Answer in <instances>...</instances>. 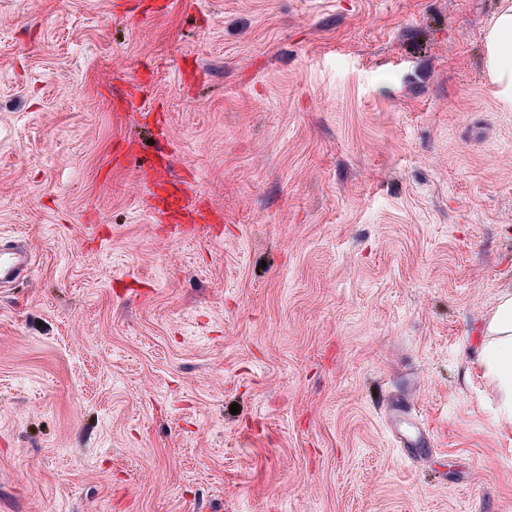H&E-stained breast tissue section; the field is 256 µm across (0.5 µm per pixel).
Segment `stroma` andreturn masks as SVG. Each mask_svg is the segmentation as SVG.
<instances>
[{
  "label": "stroma",
  "instance_id": "1",
  "mask_svg": "<svg viewBox=\"0 0 512 512\" xmlns=\"http://www.w3.org/2000/svg\"><path fill=\"white\" fill-rule=\"evenodd\" d=\"M505 2L0 0V512H512ZM489 69L506 86L512 85V5L494 19L486 38ZM31 256L24 244L18 241H0V285L29 277ZM512 288V287H511ZM504 288L484 328L480 364L503 422L512 424V289ZM389 423L393 428L394 432L397 433L402 440H405V446H409L413 440H425L426 432L423 428L415 424H405L396 413L395 409H392L389 414ZM415 435V438H413Z\"/></svg>",
  "mask_w": 512,
  "mask_h": 512
}]
</instances>
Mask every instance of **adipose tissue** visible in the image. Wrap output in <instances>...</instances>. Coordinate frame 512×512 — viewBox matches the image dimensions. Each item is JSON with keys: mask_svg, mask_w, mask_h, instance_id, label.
Here are the masks:
<instances>
[{"mask_svg": "<svg viewBox=\"0 0 512 512\" xmlns=\"http://www.w3.org/2000/svg\"><path fill=\"white\" fill-rule=\"evenodd\" d=\"M489 69L512 85V5L494 19L486 38ZM480 364L495 392L501 420L512 424V289H503L484 328Z\"/></svg>", "mask_w": 512, "mask_h": 512, "instance_id": "1", "label": "adipose tissue"}]
</instances>
